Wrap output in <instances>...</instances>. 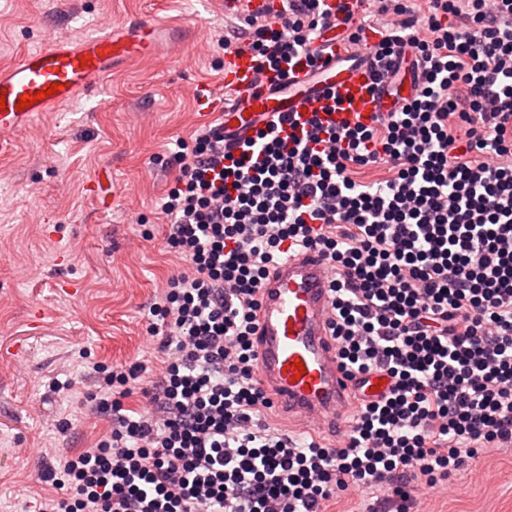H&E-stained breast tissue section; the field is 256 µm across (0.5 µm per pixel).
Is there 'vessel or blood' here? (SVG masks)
Wrapping results in <instances>:
<instances>
[{
  "instance_id": "b4317fda",
  "label": "vessel or blood",
  "mask_w": 512,
  "mask_h": 512,
  "mask_svg": "<svg viewBox=\"0 0 512 512\" xmlns=\"http://www.w3.org/2000/svg\"><path fill=\"white\" fill-rule=\"evenodd\" d=\"M279 0H224L228 15L274 14ZM165 30L161 21L111 26L77 43L54 42L26 52L13 66L0 69V145L30 126L41 112L94 92L119 63L155 53ZM316 64L292 59L281 69L258 70L251 52L224 56V83L232 102L215 99L204 86L193 91L199 111L224 117V143L230 153L256 129L287 115L283 132L318 119L327 129L361 123L372 125L378 113L391 111L398 93H411L412 78L403 76L398 89L376 84L363 52L346 48L338 30L315 44ZM60 83L56 94L27 109H18L23 95ZM330 271L314 250L291 254L271 272L261 291L255 352L257 377L279 411L295 421L323 427L350 413L354 384L339 366L330 337Z\"/></svg>"
}]
</instances>
